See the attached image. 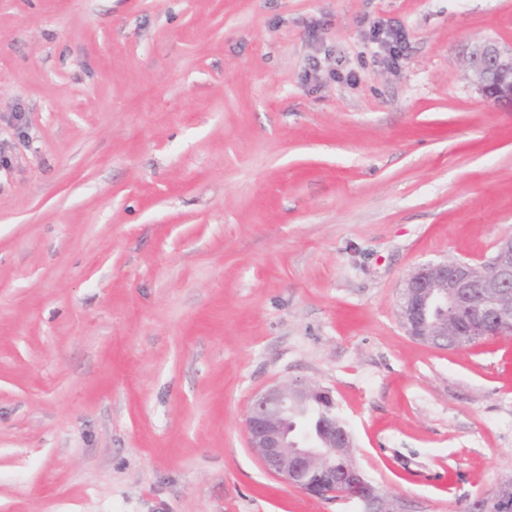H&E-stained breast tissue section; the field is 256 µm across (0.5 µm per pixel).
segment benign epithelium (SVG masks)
<instances>
[{
	"mask_svg": "<svg viewBox=\"0 0 512 512\" xmlns=\"http://www.w3.org/2000/svg\"><path fill=\"white\" fill-rule=\"evenodd\" d=\"M478 90L497 105H512V46L496 41L474 46L467 59ZM400 319L408 335L436 348H460L457 337L474 344L489 336L512 335V236L501 240L493 255L480 265L448 258L418 266L405 279ZM318 404L317 433L300 430L306 447L288 433V414L306 418ZM247 442L265 470L280 482L308 494L358 502L361 512H405L402 505L350 466V482L343 489L307 480L317 472L336 471V456L350 459V432L336 423L331 392L302 383L272 385L257 393L245 419ZM468 512H512V493L467 500Z\"/></svg>",
	"mask_w": 512,
	"mask_h": 512,
	"instance_id": "obj_1",
	"label": "benign epithelium"
}]
</instances>
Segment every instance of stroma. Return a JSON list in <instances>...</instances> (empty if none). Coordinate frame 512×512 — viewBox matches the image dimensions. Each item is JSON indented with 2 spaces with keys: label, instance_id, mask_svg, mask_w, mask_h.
<instances>
[{
  "label": "stroma",
  "instance_id": "obj_1",
  "mask_svg": "<svg viewBox=\"0 0 512 512\" xmlns=\"http://www.w3.org/2000/svg\"><path fill=\"white\" fill-rule=\"evenodd\" d=\"M481 40L512 0H0V512H356L249 448L282 382L405 512L512 478V336L399 317L512 236Z\"/></svg>",
  "mask_w": 512,
  "mask_h": 512
}]
</instances>
